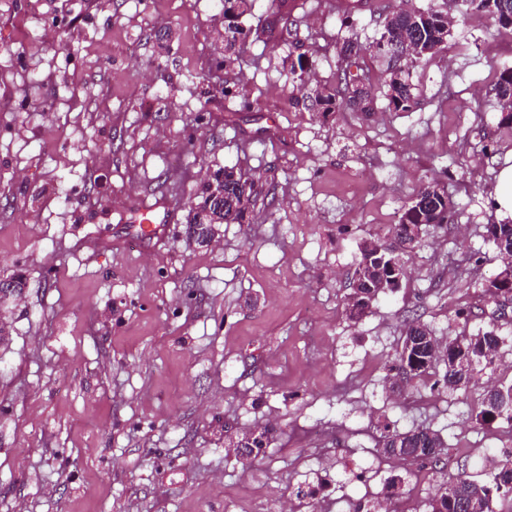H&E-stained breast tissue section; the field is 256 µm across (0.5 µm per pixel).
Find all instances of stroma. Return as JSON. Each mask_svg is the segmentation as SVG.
Instances as JSON below:
<instances>
[{"mask_svg":"<svg viewBox=\"0 0 512 512\" xmlns=\"http://www.w3.org/2000/svg\"><path fill=\"white\" fill-rule=\"evenodd\" d=\"M400 0H258L241 62L216 69L218 0H0V501L12 512H348L397 463L383 427L439 431L446 473L484 480L483 453L512 451L506 424L475 413L488 382L512 384V309L483 292L503 263L485 236L511 217L494 193L512 167L489 91L512 66V28L456 21L419 66L417 104L324 116L294 101L285 56L334 83L339 19L359 45ZM305 21L302 49L288 20ZM240 99H226L225 80ZM252 100L250 109L241 99ZM225 166L260 174L245 224L186 240L189 204ZM442 181L453 224L406 256L398 290L351 323L345 297L364 241ZM179 209L164 242L127 236L135 213ZM472 312L458 319V308ZM437 336L497 331L501 364L469 389L384 388L408 316ZM270 424L241 460L226 432ZM254 431H259L260 436L263 438L261 440L251 439ZM275 429L271 426H257L255 429L250 431L248 434H245L239 443L242 445L240 448H236V455L241 456L243 459H250V457L259 456L264 449L269 447L271 442L275 438ZM241 448H248L247 451L243 452Z\"/></svg>","mask_w":512,"mask_h":512,"instance_id":"35a3bbf8","label":"stroma"}]
</instances>
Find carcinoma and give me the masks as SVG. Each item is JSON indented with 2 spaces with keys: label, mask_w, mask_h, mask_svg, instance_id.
Returning <instances> with one entry per match:
<instances>
[{
  "label": "carcinoma",
  "mask_w": 512,
  "mask_h": 512,
  "mask_svg": "<svg viewBox=\"0 0 512 512\" xmlns=\"http://www.w3.org/2000/svg\"><path fill=\"white\" fill-rule=\"evenodd\" d=\"M461 10L462 17L474 20L489 19L503 28H512V10L505 13L498 0H466ZM448 0L431 3L426 8H414L404 3L389 12L381 25L378 36L370 43L368 51L373 59L384 66V98L387 107L396 112H408L416 105L417 68L425 58L436 54L450 35ZM426 35V41L418 47L417 54L401 62L393 61V43ZM243 35L240 26L224 28V62L234 61L239 56V42ZM353 75L344 68L338 75L336 86L329 90H317L308 97L306 108L326 115L347 104L358 112L368 114L374 110L375 88L370 78L363 76L359 84L351 83ZM491 96L496 104L512 100V67L500 71L491 88ZM214 180L224 181V212L217 218L204 215L209 199V181L202 183L197 195L198 210L191 211L188 237L203 245L211 242L212 223L242 224L261 194L260 177L234 167H224L211 174ZM454 210L448 209V194L437 190V181L425 182L410 202L404 206L398 224L392 227V240H401L399 230L409 224L420 228L421 236L444 228L453 221ZM491 242L501 258L512 257V224L501 225V236L491 238ZM401 262V254L388 251V245L379 241H366L360 248V259L352 280L358 287L350 288L346 299L348 319L357 323L371 311L373 302L388 289L392 267ZM502 336L494 331H486L475 336L460 334L441 342L434 329L418 318L405 322L403 338L392 377V385H397L400 373L407 380L419 379L430 383V390L455 393L465 391L468 381L451 373L447 360L441 358L443 346H449L455 355L476 358L474 373L489 368L498 357ZM477 418L482 422H506L512 425V407H496L482 400ZM261 439L253 438V433L244 435L242 448L236 455L248 459L259 456L275 438V429L264 425L256 427ZM378 452L386 459L419 463L437 467L442 463L444 441L441 435L430 427H418L399 431L385 429L378 440ZM452 483L456 485L455 496L474 497L477 501H509L508 512H512V456L507 454L498 460L486 481H478L464 473L458 474ZM408 490L404 478L391 476L385 484V496L379 500H359L352 503V512H381L392 510L402 512L401 507ZM421 508L423 512H456V502L448 498L443 489L426 498Z\"/></svg>",
  "instance_id": "obj_1"
}]
</instances>
